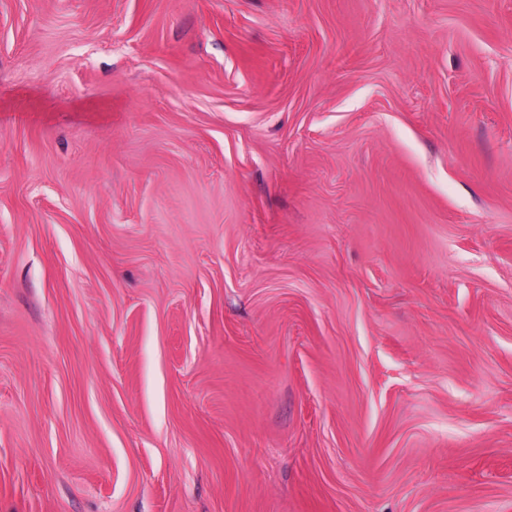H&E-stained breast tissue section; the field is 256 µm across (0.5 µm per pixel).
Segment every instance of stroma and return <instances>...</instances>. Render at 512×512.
Returning a JSON list of instances; mask_svg holds the SVG:
<instances>
[{
	"label": "stroma",
	"instance_id": "stroma-1",
	"mask_svg": "<svg viewBox=\"0 0 512 512\" xmlns=\"http://www.w3.org/2000/svg\"><path fill=\"white\" fill-rule=\"evenodd\" d=\"M0 512H512V0H0Z\"/></svg>",
	"mask_w": 512,
	"mask_h": 512
}]
</instances>
